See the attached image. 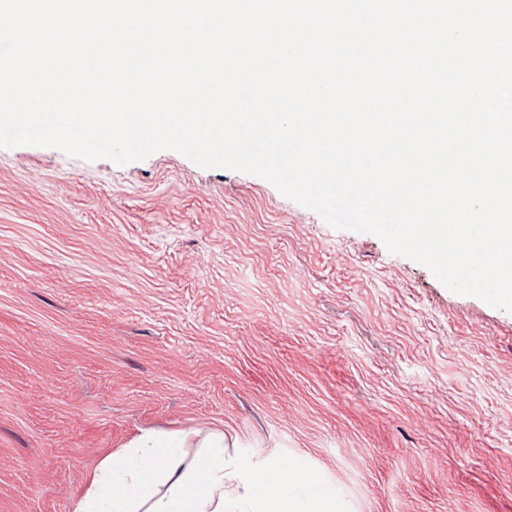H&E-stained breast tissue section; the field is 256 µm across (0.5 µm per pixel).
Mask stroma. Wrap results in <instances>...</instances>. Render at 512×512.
<instances>
[{
    "mask_svg": "<svg viewBox=\"0 0 512 512\" xmlns=\"http://www.w3.org/2000/svg\"><path fill=\"white\" fill-rule=\"evenodd\" d=\"M188 427L345 512H512V313L255 175L0 148V512Z\"/></svg>",
    "mask_w": 512,
    "mask_h": 512,
    "instance_id": "obj_1",
    "label": "stroma"
}]
</instances>
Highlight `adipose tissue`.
<instances>
[{"mask_svg":"<svg viewBox=\"0 0 512 512\" xmlns=\"http://www.w3.org/2000/svg\"><path fill=\"white\" fill-rule=\"evenodd\" d=\"M224 448L219 430H143L100 462L75 512H343L299 463L233 462Z\"/></svg>","mask_w":512,"mask_h":512,"instance_id":"obj_1","label":"adipose tissue"}]
</instances>
